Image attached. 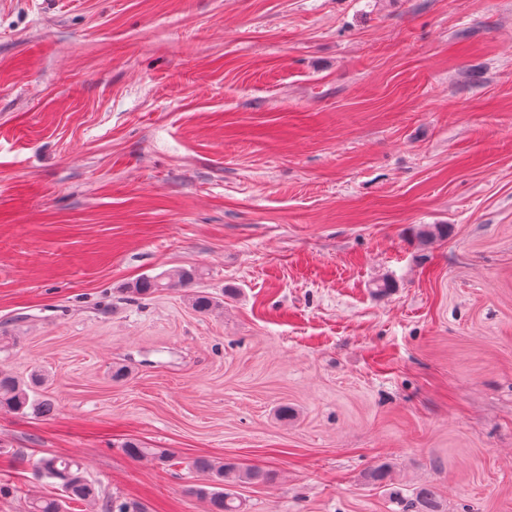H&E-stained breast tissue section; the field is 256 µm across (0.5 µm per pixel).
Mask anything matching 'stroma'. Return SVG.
<instances>
[{"label":"stroma","instance_id":"1","mask_svg":"<svg viewBox=\"0 0 512 512\" xmlns=\"http://www.w3.org/2000/svg\"><path fill=\"white\" fill-rule=\"evenodd\" d=\"M0 368V512H512V0H0ZM197 269H179L165 277H146L136 282L127 292L136 296H148L160 288L185 287L200 276ZM46 381L40 373L31 374L28 380H20L0 369V409L37 418L48 417L54 411V401L38 392ZM122 452L135 461L152 460L161 464L172 461L168 450L165 448H149L145 443L137 439H130L121 444ZM39 468L50 478L62 482L64 499L53 496H34L28 502L27 512H66V503L97 504L99 512H141L134 501H120L103 494L102 490L84 475L80 464L69 457L46 456L41 458ZM192 468L202 481L196 489V495L209 500V512H243V502L226 487L238 483H263L275 476L270 470L244 468L231 460L214 463L207 456H198Z\"/></svg>","mask_w":512,"mask_h":512}]
</instances>
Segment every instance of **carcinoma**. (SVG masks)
I'll return each mask as SVG.
<instances>
[{"mask_svg": "<svg viewBox=\"0 0 512 512\" xmlns=\"http://www.w3.org/2000/svg\"><path fill=\"white\" fill-rule=\"evenodd\" d=\"M199 276L197 269H179L165 277H146L127 289V292L136 296H148L161 288L185 287ZM45 384L46 379L40 373L21 380L0 370V409L31 414L37 418L51 415L55 408L54 401L39 393ZM121 450L135 461L152 460L161 464L172 461L167 449L150 448L137 439L123 442ZM39 468L48 477L62 482L65 498L34 496L28 502L27 512H67L66 505L70 503H94L98 505V512H141L134 501H120L104 494L95 483L86 478L80 464L72 458L46 456L41 458ZM193 470L201 480L196 495L209 500V512H243V502L230 492L229 487L238 483H263L275 476L270 470L244 468L231 460L216 463L206 456H199L193 461Z\"/></svg>", "mask_w": 512, "mask_h": 512, "instance_id": "cac0c4a2", "label": "carcinoma"}]
</instances>
